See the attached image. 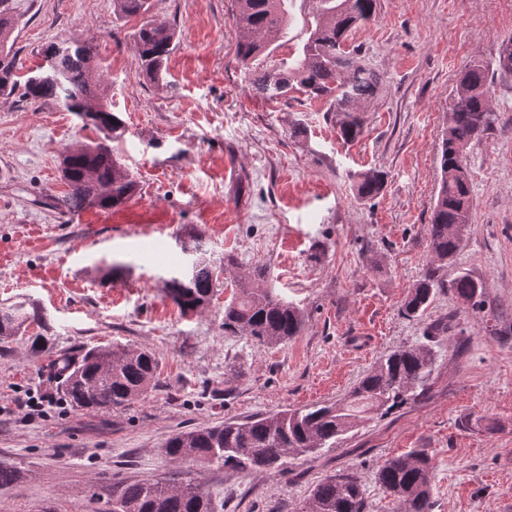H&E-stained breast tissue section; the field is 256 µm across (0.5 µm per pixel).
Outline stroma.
Returning <instances> with one entry per match:
<instances>
[{"label": "stroma", "mask_w": 512, "mask_h": 512, "mask_svg": "<svg viewBox=\"0 0 512 512\" xmlns=\"http://www.w3.org/2000/svg\"><path fill=\"white\" fill-rule=\"evenodd\" d=\"M21 71L48 43L92 41L108 101L126 125L114 152L137 182L115 210L72 215L61 153L101 136L53 102L0 98V304L37 308L43 325L0 343V466L17 481L0 512H112L117 481L176 480L206 488L216 512H303L312 486L357 472L370 512H398L378 465L415 448L432 456L435 512H512V77L488 75L496 120L467 150L473 195L463 246L443 281L483 282L473 312L440 289L418 319L402 312L431 267L428 224L440 179L448 108L473 59L494 64L512 35V0H377L349 41L380 76L343 143L322 99L256 96L237 58L230 0H150L121 17L112 0H10ZM176 28L160 79L142 72L144 20ZM380 170L374 199L354 191ZM200 241L231 255L304 312L301 332L267 346L224 332L233 272L201 312L183 314L163 289ZM452 318L462 338L437 356L432 398L361 424L348 440L280 471L226 473L163 453L173 434L343 398L387 352ZM56 349H148L155 385L109 410H76L59 393L38 331ZM241 377L230 375L231 368ZM36 398L33 415L19 402ZM385 185V175L379 171H369L359 175L355 184L358 198L368 200L377 197Z\"/></svg>", "instance_id": "stroma-1"}]
</instances>
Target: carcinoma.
Wrapping results in <instances>:
<instances>
[{
	"label": "carcinoma",
	"mask_w": 512,
	"mask_h": 512,
	"mask_svg": "<svg viewBox=\"0 0 512 512\" xmlns=\"http://www.w3.org/2000/svg\"><path fill=\"white\" fill-rule=\"evenodd\" d=\"M7 0H0V96L36 101H59L67 111L103 133V138L75 149L61 159L68 191L53 207L69 214L89 208L118 209L136 192L137 183L112 153V141L122 138L126 127L112 111L106 90L96 77L93 48L72 41L70 51L57 56L53 65L35 82L20 81L12 47L8 46L14 20ZM292 0H232V16L240 33L237 56L250 75L252 90L266 99L288 97L298 92L308 99H327L329 111L339 114L338 135L352 142L362 135L359 104L373 96L380 86L377 73L358 62L359 52L347 46L349 33L370 22L377 0H310L306 38L291 58L271 67L255 62L273 54L271 46L285 37L288 5ZM122 17L145 13L148 0H113ZM144 70L153 79L162 74L176 39L175 29L146 23L135 34ZM512 67V36L504 39L496 58V69L505 73ZM448 112V128L442 140L441 182L432 206L429 248L435 267L427 270L410 288L403 304L411 318L425 314L437 291L445 287L439 272L456 257L463 241L460 225L470 223L471 179L467 148L487 131L496 119L488 81V66L475 60L465 68ZM385 185V175L369 171L355 184L358 198L372 199ZM185 275L166 283L165 297L183 313L198 311L209 304L220 285L224 270L236 269L239 292L224 304V331L244 335L260 344L280 345L297 335L303 312L274 290L254 287L257 272L240 266L227 256L217 265L204 257L200 248ZM450 288L464 303H482L483 283L465 273L456 276ZM42 322L38 311L24 306H0V342L27 331L30 323ZM451 323L436 322L427 330L426 342L399 347L382 356L373 370L341 400L298 410L256 414L230 419L224 424L176 433L163 446L173 462L199 460L216 463L227 473L279 468L287 456L316 453L334 448L349 438L361 422L382 417L424 398L430 389L437 357L436 347L448 339ZM32 351L51 354V372L61 383L65 396L79 409H110L143 395L155 381L158 362L154 353L96 347L83 354L56 353L43 336L32 337ZM376 482L392 496L400 512H433L432 457L425 448L382 462ZM360 477L342 470L315 484L306 512H367ZM112 512H214L210 493L201 485L186 483L175 487L164 481L112 484Z\"/></svg>",
	"instance_id": "obj_1"
}]
</instances>
